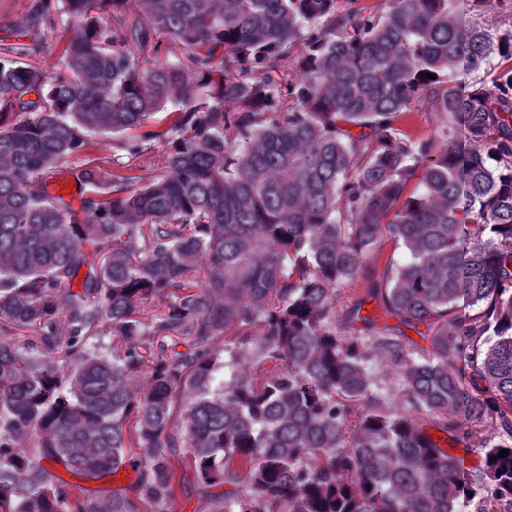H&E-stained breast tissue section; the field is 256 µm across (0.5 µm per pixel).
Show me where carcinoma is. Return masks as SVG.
<instances>
[{
  "instance_id": "cac0c4a2",
  "label": "carcinoma",
  "mask_w": 512,
  "mask_h": 512,
  "mask_svg": "<svg viewBox=\"0 0 512 512\" xmlns=\"http://www.w3.org/2000/svg\"><path fill=\"white\" fill-rule=\"evenodd\" d=\"M359 2L32 0L7 27L0 512H169L182 448L209 512H512V0ZM53 10L57 72L27 61ZM92 134L137 164L85 159L75 207L51 188ZM390 242L409 259L380 268ZM463 420L475 481L428 434ZM59 466L136 478L92 499ZM149 154L152 155L151 165L141 169L138 168L132 172V174L140 177L138 181H149L166 170V147L163 142L152 143Z\"/></svg>"
}]
</instances>
